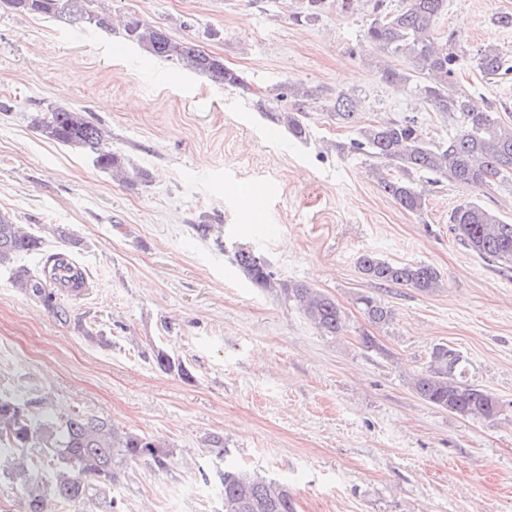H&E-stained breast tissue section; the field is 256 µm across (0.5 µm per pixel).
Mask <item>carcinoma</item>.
Instances as JSON below:
<instances>
[{"label": "carcinoma", "mask_w": 512, "mask_h": 512, "mask_svg": "<svg viewBox=\"0 0 512 512\" xmlns=\"http://www.w3.org/2000/svg\"><path fill=\"white\" fill-rule=\"evenodd\" d=\"M0 2L18 12L64 20L78 28L112 30V16L102 0ZM447 7V0H406V6L389 9L383 0H375L367 5L370 19L365 35L381 54L404 58L412 65L410 70L379 66L384 82L403 89L416 78H425L418 90L434 111L454 123L448 139H423L417 117L410 115L366 124L360 117L361 101L355 96L343 90L327 96L331 116L358 134L338 149L369 154L395 168L398 177L382 176L379 185L411 213L422 212L425 205V190L416 183L418 174L439 175L472 193L512 179V124L503 121L496 104L478 106L458 86L460 40L456 34H448L443 44L436 42V27ZM121 34L151 58L175 63L224 86H244L242 76L221 58L190 40L173 37L150 21L132 16L124 22ZM476 67L490 78L512 71L493 43L479 50ZM285 96L289 108L278 120L293 137L303 139L308 108L324 93L290 83L288 93L280 92L275 99ZM33 124L45 138L91 157L98 167L125 183H145L150 178L130 159L112 151L107 131L81 109L49 106L34 116ZM450 223L467 250L490 262L512 264V223L496 212L473 200L464 201L451 212ZM42 244V237L0 212V267L12 268L16 287L55 310L59 308L57 289L62 287L55 272L67 262L49 256L39 269L15 264L19 256L40 250ZM235 262L258 287L280 291L294 302L321 335L337 336L344 331V311L331 296L303 282L275 278L267 260L248 247L235 251ZM358 269L379 286H406L424 294L442 288L438 271L422 262L396 264L363 254ZM355 303L376 327L388 326L394 319L393 310L373 295L361 294ZM154 357L161 369L191 378L187 367L166 352L158 350ZM411 388L423 401L461 416L494 422L504 412L495 395L469 380L468 359L446 344L433 347L428 366L412 378ZM46 409L45 397H0V475L19 492L21 512H48L52 501L69 507L70 512H117L115 498L108 491L118 482L124 464L151 460L158 468H167L166 444L156 438L123 431L105 418L76 409L37 419ZM43 456L54 464L48 482L35 474ZM217 478L221 512H297L288 486L274 479L228 467L218 470Z\"/></svg>", "instance_id": "obj_1"}]
</instances>
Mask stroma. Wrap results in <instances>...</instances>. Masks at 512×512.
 Returning <instances> with one entry per match:
<instances>
[{
    "label": "stroma",
    "instance_id": "35a3bbf8",
    "mask_svg": "<svg viewBox=\"0 0 512 512\" xmlns=\"http://www.w3.org/2000/svg\"><path fill=\"white\" fill-rule=\"evenodd\" d=\"M223 58L245 79L225 87L150 59L98 29L76 33L0 7V212L87 274L64 315L15 288L0 269V395H49L125 431L165 442L167 469L128 466L112 489L122 512H217L216 471L230 463L287 483L297 512H512V270L458 244L449 223L470 191L432 183L422 213L402 209L374 175L380 163L341 152L353 129L311 104L308 137L277 122L291 82L354 94L366 121L417 116L424 139L453 126L415 89L385 83L364 32L367 11L327 8L295 21L302 0H107ZM512 0H448L436 35L456 33L458 82L512 109V73L480 75L476 50L512 60V27L491 19ZM86 110L113 151L150 179L114 181L91 157L42 137L35 110ZM218 227L223 240L193 227ZM276 278L332 296L341 336L320 335L283 294L251 284L237 247ZM425 262L441 292L384 289L357 261ZM382 299L392 324L370 325L357 295ZM376 349L365 348L363 336ZM438 343L468 358L470 381L494 393L492 423L419 399L411 376ZM191 380L160 370L156 350ZM224 437L225 457L206 439Z\"/></svg>",
    "mask_w": 512,
    "mask_h": 512
}]
</instances>
